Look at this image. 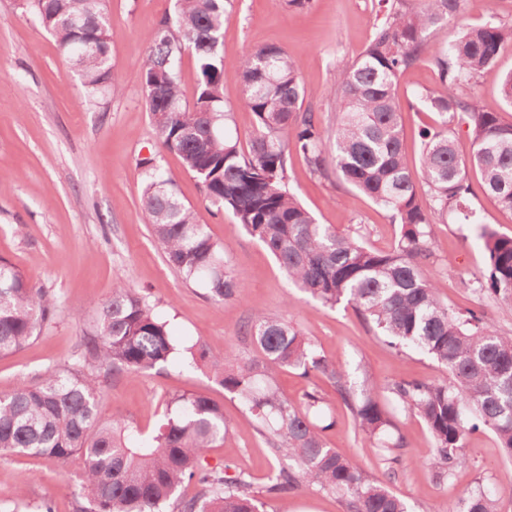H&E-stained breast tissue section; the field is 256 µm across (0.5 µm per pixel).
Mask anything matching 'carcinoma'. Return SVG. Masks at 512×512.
<instances>
[{
	"label": "carcinoma",
	"mask_w": 512,
	"mask_h": 512,
	"mask_svg": "<svg viewBox=\"0 0 512 512\" xmlns=\"http://www.w3.org/2000/svg\"><path fill=\"white\" fill-rule=\"evenodd\" d=\"M464 0H385V20L361 57L336 72V126L327 130L303 109L307 91L300 61L277 46L250 50L227 64L221 50L224 14L231 0H175L147 35L139 68L147 112L165 114L154 124L160 150L177 154L184 170L219 212L262 243L288 281L324 306L345 303L396 349H420L448 371V380H404L389 387L397 406L420 417L434 441L429 463L439 481L467 459V437L491 431L512 459V336L484 312L456 310L438 295L428 274L433 257L431 224L449 213L478 223L469 205L468 173L480 175L483 191L512 212V122L464 92L496 63L500 46L512 41V25L487 22L461 31L435 47L428 31L461 10ZM41 27L56 37L66 64L78 74L91 101L119 95L112 77L105 0H22ZM198 67L195 102H182L179 70L185 56ZM427 57L444 91L422 96L438 116L421 131L419 158L426 199L412 180L414 163L402 146L398 74ZM233 75L256 128L243 149L229 129L224 78ZM466 129L469 153L458 151ZM298 154L310 171L336 179L391 212L400 226L389 251L369 247L356 231L317 222L288 189V160ZM145 178L143 220L156 248L184 280L200 284L216 301L234 300L244 281L231 268L223 244L214 241L196 210L178 196L175 181L156 158L139 160ZM488 268L479 291L512 300V237L484 233ZM55 311V299L0 258V357L38 336ZM257 357L234 351L213 354L190 348L195 364L210 366L225 391L255 418L275 455L288 460L268 475L266 493L288 512V497L302 486L339 497L344 512H408L403 499L367 477L357 460L328 446L324 432L335 425L323 398L312 389L298 399L273 381L281 369L307 378L326 376L364 435L380 439L393 427L391 415L372 393L360 392L343 370L284 318L262 310L250 324ZM176 351L168 324L147 298L119 282L97 309L78 363L48 369L35 385L0 393V451L43 457L57 464L80 455L87 496L75 512H259L252 477L229 464L205 461L208 448L224 441V408L202 396L172 399L174 410L152 436L116 413L101 417L99 394L112 378L166 365ZM196 492L180 494L184 484ZM498 491L478 487L448 512H499Z\"/></svg>",
	"instance_id": "carcinoma-1"
}]
</instances>
